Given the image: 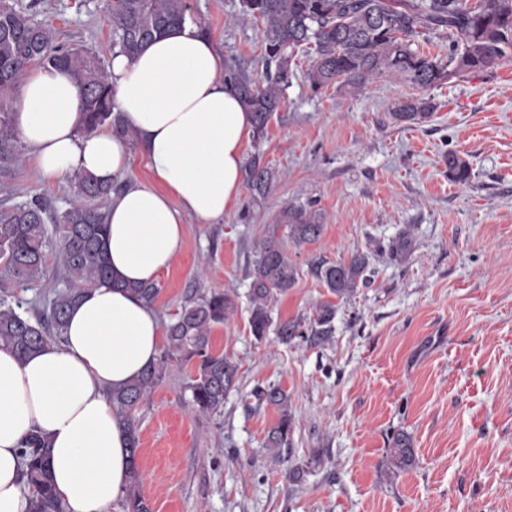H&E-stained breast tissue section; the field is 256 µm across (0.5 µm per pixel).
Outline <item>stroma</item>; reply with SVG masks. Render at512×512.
<instances>
[{"label": "stroma", "mask_w": 512, "mask_h": 512, "mask_svg": "<svg viewBox=\"0 0 512 512\" xmlns=\"http://www.w3.org/2000/svg\"><path fill=\"white\" fill-rule=\"evenodd\" d=\"M49 17L57 40L93 51L109 66L116 36L104 0H13ZM188 19L229 65L264 71L263 29L241 0H188ZM313 56L296 51L281 103L264 138L249 139L274 173L262 196L242 189L213 224L188 221L181 251L157 280L151 306L169 323L188 299L236 291L233 316L211 331L215 350L235 356L238 381L221 413L192 410L185 386L194 368L175 362L138 407L141 491L152 512H512V55L425 89L383 75L353 89L313 91ZM412 98L429 100L425 122H395ZM455 152L471 177H448ZM21 139L0 159V202L39 197L56 208L70 179L41 183ZM312 204L319 241L289 248L298 274L274 305L278 318L316 304L337 308L330 340H256L248 289L254 244L290 204ZM409 230L413 251L383 248ZM362 252L368 282L337 298L316 265ZM47 276L6 284L29 309L65 285L48 257ZM275 385L291 400L292 444L281 457L264 446L278 411L253 390ZM407 432L413 466L388 461L391 436ZM302 467L300 483L288 471Z\"/></svg>", "instance_id": "1"}]
</instances>
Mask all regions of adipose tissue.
Segmentation results:
<instances>
[{
  "mask_svg": "<svg viewBox=\"0 0 512 512\" xmlns=\"http://www.w3.org/2000/svg\"><path fill=\"white\" fill-rule=\"evenodd\" d=\"M216 44L185 23L108 69L114 111L136 133L151 184L129 179V141L83 131L79 91L62 68L32 66L18 88L16 130L46 184L74 172L123 181L107 208V260L116 285L84 287L62 345L26 359L0 348V512H27L20 448L32 432L50 444L64 512H110L128 480L127 435L110 399L156 360L163 332L127 284L169 270L187 219L211 224L238 201L250 112L224 82Z\"/></svg>",
  "mask_w": 512,
  "mask_h": 512,
  "instance_id": "adipose-tissue-1",
  "label": "adipose tissue"
}]
</instances>
